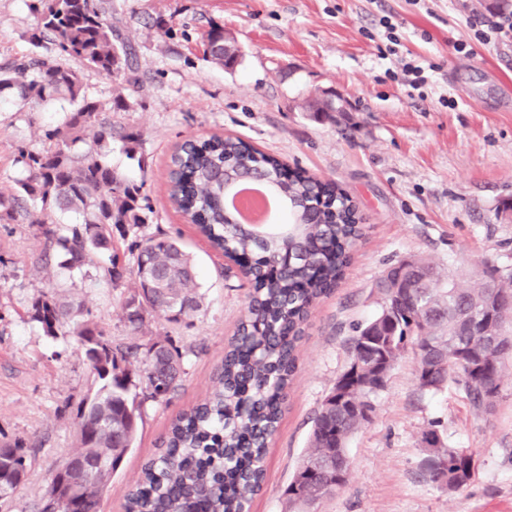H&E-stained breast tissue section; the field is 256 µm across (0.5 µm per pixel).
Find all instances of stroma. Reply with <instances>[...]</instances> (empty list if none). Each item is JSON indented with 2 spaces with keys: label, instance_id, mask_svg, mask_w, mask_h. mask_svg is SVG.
Returning <instances> with one entry per match:
<instances>
[{
  "label": "stroma",
  "instance_id": "1",
  "mask_svg": "<svg viewBox=\"0 0 512 512\" xmlns=\"http://www.w3.org/2000/svg\"><path fill=\"white\" fill-rule=\"evenodd\" d=\"M30 2L0 0V64L34 51ZM502 9L512 10V0H112V14L137 51L140 83L129 91L134 110L110 119L140 134L147 167L139 169L117 140L107 162L144 181L155 211L145 234L180 235L204 300L182 323L157 317L148 327V337L169 338L182 350L186 373L168 402L146 403L136 444L99 512H124L127 490L171 420L211 390L246 314L248 284L224 275V257L167 199L176 144L213 133L238 137L290 169L335 183L368 227L341 287L311 314L264 487L250 505V512H286L284 490L305 453L314 413L350 362L354 326L379 310L373 284L386 267L411 257L443 271L469 272L487 260L512 267V35L471 57L454 49L468 40L471 19L490 21ZM384 16L399 25L394 55L382 50ZM213 22L241 48L234 69L204 55ZM410 57L438 66L419 96L388 77ZM321 91L344 100L346 112L331 121L302 111L301 102ZM448 97L453 107H446ZM68 109L63 101L23 109L0 99V187L20 175L18 145L41 146L42 129L60 123ZM44 244L38 225L0 224V444L42 443L15 494V512H32L74 448L76 408L93 380L74 337L49 338L30 321V298L67 291L112 340L135 338L124 318L127 285L50 277ZM374 404L371 422L348 443L349 484L319 512H512V377L487 420L470 413L455 386L421 392L407 356ZM435 420L449 446L468 449L477 461L460 490L420 474L428 456L421 436Z\"/></svg>",
  "mask_w": 512,
  "mask_h": 512
}]
</instances>
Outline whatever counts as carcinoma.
Returning a JSON list of instances; mask_svg holds the SVG:
<instances>
[{"instance_id": "carcinoma-1", "label": "carcinoma", "mask_w": 512, "mask_h": 512, "mask_svg": "<svg viewBox=\"0 0 512 512\" xmlns=\"http://www.w3.org/2000/svg\"><path fill=\"white\" fill-rule=\"evenodd\" d=\"M37 25L30 36L36 48L47 43L59 55L79 61L112 78L108 101L83 93L82 71L47 63L34 52L0 67V98L9 96L34 107L55 98L71 105L64 121L43 131L48 147L21 145L15 164L23 176L0 189V224L28 220L42 228L46 255L55 257L52 274L70 281L89 277L99 266L113 283L133 273V287L123 310L134 333L161 316L180 323L196 313L203 294L191 255L178 237L167 234L134 240L123 250L112 246V225L139 229L152 221L144 184L130 181L106 162L114 138L144 168L137 155L139 134L115 132L100 120L104 112H128L134 102L124 91L140 82L131 42L105 18L112 0H36ZM204 54L211 62L234 67L240 50L225 44L224 27L209 25ZM316 117L333 118L332 104L307 101ZM81 154L73 146L85 139ZM278 159L238 138L211 135L183 152L179 171L169 177L171 202L211 246L225 254L254 252L259 260L246 279L247 318L238 328L210 395L179 413L163 437L162 452L143 466L141 482L127 494L126 512H247L264 483L269 440L283 412L286 390L297 367V347L317 301L331 294L344 277L351 252L364 234L356 203L329 182L307 175L276 182L286 220L282 231L263 237L235 222L224 208L221 175L235 178L255 171L274 173ZM73 212L79 221L63 224L59 214ZM499 266L486 261L474 275L448 272L444 277L422 258L399 260L374 284L380 311L355 327L347 366L357 370L348 404L336 405L335 385L312 420L309 448L285 489L290 512H317L350 481L351 469L336 471V457L346 453L362 424L347 405L374 407V397L403 354L415 361V379L423 392L452 384L472 413L484 412L478 376L459 364L460 353H481L497 363L498 380L512 360V270L500 278ZM84 306L55 290L33 296L31 321L44 335L70 332L88 361L94 390L76 411V447L71 468L52 477L37 512H98L104 492L89 468L112 458L117 471L133 448L148 401L163 403L181 386L185 358L168 342L113 343ZM37 443L17 439L0 446V481L15 482L35 465ZM438 460H425L431 481L436 468L453 473L465 465L458 449L446 443L435 449Z\"/></svg>"}]
</instances>
